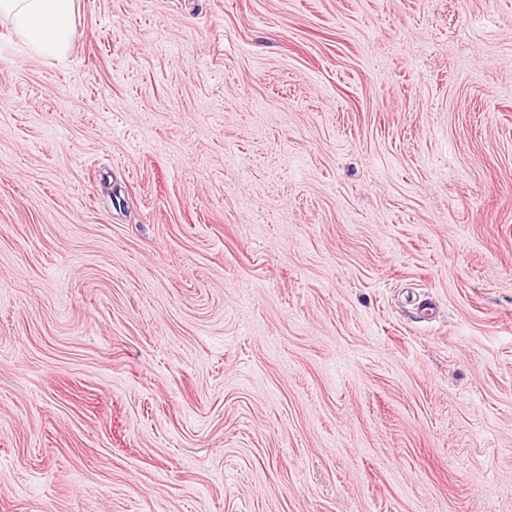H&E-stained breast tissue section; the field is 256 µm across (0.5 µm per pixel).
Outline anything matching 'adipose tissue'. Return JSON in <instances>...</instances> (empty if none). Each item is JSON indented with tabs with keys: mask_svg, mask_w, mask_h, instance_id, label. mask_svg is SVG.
I'll list each match as a JSON object with an SVG mask.
<instances>
[{
	"mask_svg": "<svg viewBox=\"0 0 512 512\" xmlns=\"http://www.w3.org/2000/svg\"><path fill=\"white\" fill-rule=\"evenodd\" d=\"M0 17L35 55L61 53L74 37V0H0Z\"/></svg>",
	"mask_w": 512,
	"mask_h": 512,
	"instance_id": "1",
	"label": "adipose tissue"
}]
</instances>
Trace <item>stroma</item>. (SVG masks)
Instances as JSON below:
<instances>
[{
    "mask_svg": "<svg viewBox=\"0 0 512 512\" xmlns=\"http://www.w3.org/2000/svg\"><path fill=\"white\" fill-rule=\"evenodd\" d=\"M0 20V512H512V0ZM0 17L35 55L62 53L74 37V0H0Z\"/></svg>",
    "mask_w": 512,
    "mask_h": 512,
    "instance_id": "obj_1",
    "label": "stroma"
}]
</instances>
